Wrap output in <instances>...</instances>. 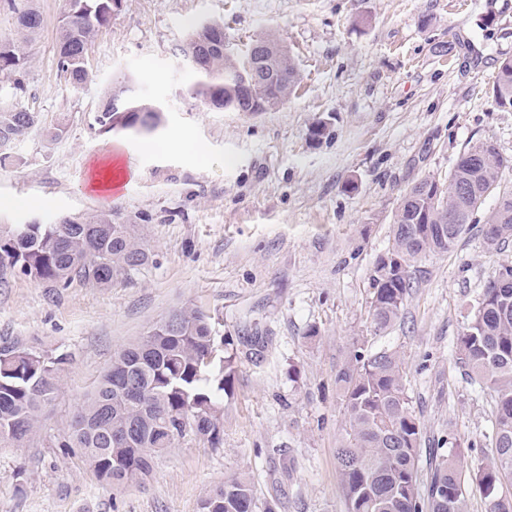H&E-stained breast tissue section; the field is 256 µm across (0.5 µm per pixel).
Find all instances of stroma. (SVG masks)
Here are the masks:
<instances>
[{
  "mask_svg": "<svg viewBox=\"0 0 512 512\" xmlns=\"http://www.w3.org/2000/svg\"><path fill=\"white\" fill-rule=\"evenodd\" d=\"M36 4L47 24L29 42L20 102L43 124L0 160V199L45 204L0 210V227L106 208L137 226L153 260L112 288L74 286L52 302L23 275L0 291V341L71 357L35 437L0 444V512H201L234 473L250 477L261 510L345 512L336 375L356 345L403 358L422 448L458 453L470 474L483 467L493 404L458 364L456 342L512 243L488 253L477 222L448 252L422 257L401 317L380 334L370 271L414 183L447 181L477 142L512 155V111L489 98L498 62L512 58V0H121L80 91L57 69L61 0ZM200 22L223 24L233 49L274 34L299 74L286 103L220 112L194 98L180 50ZM447 42L452 52L439 55ZM124 74L164 105L152 140L183 130L204 156L146 154L142 136L93 128L104 91ZM60 120L65 136L48 142L46 127ZM119 144L137 174L104 207L86 175ZM187 305L214 316L219 335L269 339L260 358L238 362L224 440L185 438L146 479L103 484L59 439L113 354Z\"/></svg>",
  "mask_w": 512,
  "mask_h": 512,
  "instance_id": "obj_1",
  "label": "stroma"
}]
</instances>
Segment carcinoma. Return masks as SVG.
Returning a JSON list of instances; mask_svg holds the SVG:
<instances>
[{
  "mask_svg": "<svg viewBox=\"0 0 512 512\" xmlns=\"http://www.w3.org/2000/svg\"><path fill=\"white\" fill-rule=\"evenodd\" d=\"M55 20L58 68L78 91L89 81L87 61L98 33L109 26L118 0H62ZM47 24L34 7L18 11L11 37L0 36V102L26 93L29 36ZM262 40L278 48L277 65H288V85H263L257 112L283 104L298 81L288 50L271 34ZM208 32L196 26L180 49L184 60L199 58L201 69L192 95L224 98V84L211 74L238 78L251 65L250 46L242 54L205 48ZM131 90L125 82L105 93L93 125L104 133L154 132L162 113L130 110ZM501 111L512 110V59L499 62L491 94ZM40 115L23 106L0 108V149L23 142ZM512 157L491 143H479L456 158L448 183L424 178L401 198L392 217L393 242L376 259L370 275L371 324L386 330L401 314L414 281L411 269L429 253H445L468 231L473 215L486 200L495 206L484 217L483 240L490 253L512 241V191L501 188ZM455 223H448V214ZM152 259L135 225L120 224L112 214L79 217L71 224H20L0 232V288L17 275L33 277L49 288L75 283L110 288L129 279ZM178 331L161 319L145 335L114 353L109 367L86 394L60 445L76 448L98 479L109 485L142 480L154 459L191 435L213 447L224 438V396L234 390L238 359L256 358L266 336H244L239 345L215 335L214 317L192 306L173 311ZM457 360L471 383L488 390L494 420L484 435L488 461L474 480L489 499V512H512V280L495 275L484 286L473 313L456 343ZM68 358L22 348L0 346V441L19 442L35 430L42 408L56 394ZM138 376L142 396L125 394V378ZM344 409L345 436L337 450L341 490L347 512H466L467 479L458 456L436 453L430 458L425 487H420L418 458L422 432L410 407L405 367L390 349H354L336 377ZM253 486L242 474L229 475L202 503V512H255Z\"/></svg>",
  "mask_w": 512,
  "mask_h": 512,
  "instance_id": "carcinoma-1",
  "label": "carcinoma"
}]
</instances>
